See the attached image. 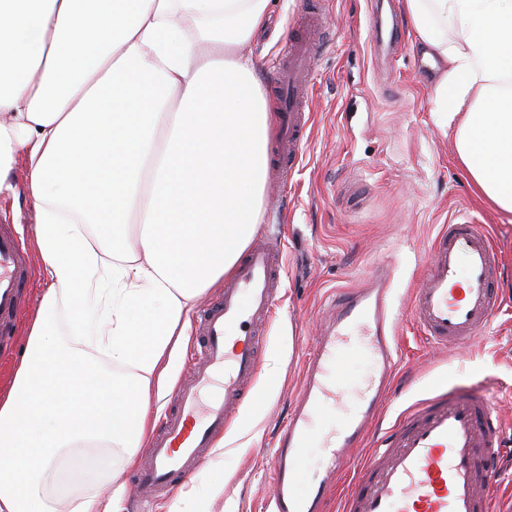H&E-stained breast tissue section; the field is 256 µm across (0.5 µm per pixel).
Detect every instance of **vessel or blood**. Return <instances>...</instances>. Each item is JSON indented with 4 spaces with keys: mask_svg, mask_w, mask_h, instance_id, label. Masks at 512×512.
<instances>
[{
    "mask_svg": "<svg viewBox=\"0 0 512 512\" xmlns=\"http://www.w3.org/2000/svg\"><path fill=\"white\" fill-rule=\"evenodd\" d=\"M317 45L301 37L283 49L278 72L282 124L275 165L296 157L306 134L300 112ZM277 238L252 244L222 298L202 315L203 340L192 372L169 409L164 431L150 440L135 493L151 501L186 481L208 448L231 424L254 383L266 339L258 324L271 318L280 279ZM498 254L478 226L451 224L438 234L414 291L410 317L428 338L455 350L479 336L501 307L494 284ZM389 275L371 288L331 296L327 317L308 359L300 404L288 425L272 471L270 512H317L328 486L351 465L392 374L388 334ZM29 286L19 236L0 225V334L7 335ZM498 431L480 389H452L412 409L392 431L388 448L364 463L345 512H492L495 480L486 461ZM318 476L305 479L309 466Z\"/></svg>",
    "mask_w": 512,
    "mask_h": 512,
    "instance_id": "vessel-or-blood-1",
    "label": "vessel or blood"
}]
</instances>
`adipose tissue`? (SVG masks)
I'll return each mask as SVG.
<instances>
[{
    "label": "adipose tissue",
    "instance_id": "ef3b65f1",
    "mask_svg": "<svg viewBox=\"0 0 512 512\" xmlns=\"http://www.w3.org/2000/svg\"><path fill=\"white\" fill-rule=\"evenodd\" d=\"M403 6L472 191L512 215V0ZM270 11L0 0V194L31 201L46 284L0 392V512H122L146 407L260 224L279 114L243 48Z\"/></svg>",
    "mask_w": 512,
    "mask_h": 512
}]
</instances>
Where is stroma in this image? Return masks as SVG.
<instances>
[{
	"mask_svg": "<svg viewBox=\"0 0 512 512\" xmlns=\"http://www.w3.org/2000/svg\"><path fill=\"white\" fill-rule=\"evenodd\" d=\"M375 5L398 21L400 45L376 47L369 19ZM318 8L329 30L305 100L309 128L285 188L267 185L257 233L262 239L280 229L283 279L258 377L225 432V461L211 472L224 481L217 502L229 512H266L273 452L296 406L328 296L370 286L377 270L388 268L398 369L379 418L352 452L354 461L381 447L400 415L439 387L478 386L501 424L489 460L498 512H512V223L471 192L453 137L435 122L432 89L439 73L419 71L423 52L401 0H274L266 29L247 47L268 99L276 97L282 44ZM1 220L21 235L33 279L18 327L0 335L2 389L13 378L44 283L30 201L1 196ZM453 220L478 224L493 237L503 308L480 336L450 353L430 343L408 313L430 248Z\"/></svg>",
	"mask_w": 512,
	"mask_h": 512,
	"instance_id": "1",
	"label": "stroma"
}]
</instances>
